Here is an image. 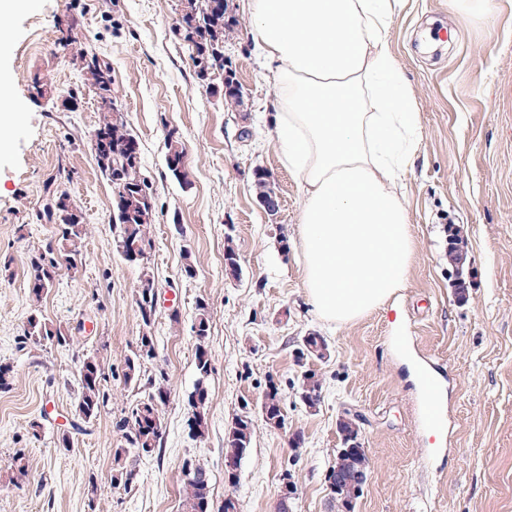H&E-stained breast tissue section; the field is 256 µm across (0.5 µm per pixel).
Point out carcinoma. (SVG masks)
<instances>
[{
  "label": "carcinoma",
  "instance_id": "1",
  "mask_svg": "<svg viewBox=\"0 0 512 512\" xmlns=\"http://www.w3.org/2000/svg\"><path fill=\"white\" fill-rule=\"evenodd\" d=\"M183 8L175 32L191 48L190 58L197 78L202 82H217L224 92V105L235 109L243 103L244 92L233 69L224 64V42L237 33L238 21L231 14L228 0H182ZM76 62L84 76L85 84L94 91L114 92L112 67L97 55L83 53ZM96 129L105 134L94 153L101 174L119 189L112 200V247L123 256L132 250L152 249L147 227L154 222L155 203L152 187L142 170L141 152L131 147L133 134L125 122L117 121L113 113L103 111ZM166 167L171 177L184 187L190 186L187 172L173 169L171 161L185 156L183 142L169 135ZM59 203L53 210H44L43 218L55 225L53 235L44 247L30 260L28 275L29 293L38 302L54 284L60 260L75 270L82 262V240L85 236L84 217L80 207L69 195L57 197ZM448 264L456 271L455 286L459 296H464L466 279L464 269L468 264L467 240L462 230L448 225ZM224 269L232 277L240 275L239 256L232 237H227L224 249ZM154 275L142 267L135 304L142 323L135 351L125 359L123 382L136 386L142 380L144 362L154 358L155 344L151 334L154 324L152 282ZM195 339V363L197 379L187 403L195 404L196 411L187 419L191 437L203 439L208 431L207 407L209 400L208 379L212 372V358L208 346L211 333L209 303L200 298L196 301L195 317L191 327ZM26 340L41 345L49 343L66 346L72 341L64 329L48 322L39 306H34L24 328ZM329 356L325 337L310 332L301 340L298 361H322ZM79 397L75 415L84 423L95 419L107 405L105 365L98 353H89L81 360L77 370ZM147 397L138 401L128 415L116 422L121 441L112 453L111 484L126 488L135 475L139 458L150 455L159 448L162 440L160 412L166 405L171 391L165 376L148 382ZM321 383L317 374L306 369L301 374L299 398L305 407L314 409L320 402ZM264 421L278 428L285 421V398L280 388L272 384L261 403ZM341 448L336 450V463L327 476L330 486V505L336 512H353L354 501L361 489L355 482V474L367 468V456L352 446L360 440L357 419L345 417L338 423ZM253 423L249 415H239L224 437V459H244L251 450ZM9 469L13 484H19L28 474L27 456L17 451L11 458ZM182 474V512H212L210 476L207 468L196 461L186 459L180 466Z\"/></svg>",
  "mask_w": 512,
  "mask_h": 512
}]
</instances>
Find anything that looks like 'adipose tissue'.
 Returning <instances> with one entry per match:
<instances>
[{
  "instance_id": "adipose-tissue-1",
  "label": "adipose tissue",
  "mask_w": 512,
  "mask_h": 512,
  "mask_svg": "<svg viewBox=\"0 0 512 512\" xmlns=\"http://www.w3.org/2000/svg\"><path fill=\"white\" fill-rule=\"evenodd\" d=\"M395 0H246L274 68L275 132L302 184L304 286L335 326L403 288L413 240L397 179L420 137L390 48Z\"/></svg>"
}]
</instances>
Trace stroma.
Wrapping results in <instances>:
<instances>
[{
	"mask_svg": "<svg viewBox=\"0 0 512 512\" xmlns=\"http://www.w3.org/2000/svg\"><path fill=\"white\" fill-rule=\"evenodd\" d=\"M239 30L224 57L244 90L238 111L199 81L187 43L173 34L180 0H33L5 18L11 50L0 68L13 82L0 114L13 120L0 154V363L13 370L0 393V512H182L180 464L204 463L212 512L234 495L241 512H278L285 480L292 512H329L327 474L340 446L337 424L357 418L369 476L354 512H512V0H398L391 50L414 99L420 139L401 174L414 251L408 277L384 306L332 327L303 285L298 218L302 186L274 138L271 72L253 48L244 0H230ZM77 20L76 41L58 43ZM95 52L112 66L117 104L140 143L155 196L146 266L112 248L111 183L99 172L88 134L100 119L95 94L72 58ZM46 83L76 92L74 109L40 99ZM186 146L189 187L166 175L167 138ZM279 197L276 215L259 205L256 169ZM67 191L85 216L82 262L61 270L41 302L29 294L31 258L54 231L41 220L47 186ZM462 228L469 283L458 297L446 228ZM233 243L241 274L224 270ZM192 264L194 277L182 273ZM153 272L159 300L154 359L144 377L166 375L162 452L141 457L133 483L111 485L115 423L146 391L124 385L122 369L142 325L135 290ZM211 309L208 432L188 437L185 397L197 371L195 302ZM69 330L67 347L26 342L33 305ZM179 313L172 323L171 313ZM316 332L330 355L313 363L317 408L298 397L296 351ZM98 352L112 375L105 410L69 447L83 354ZM444 366L448 429L435 437L417 421L419 365ZM285 395L284 428L263 421L269 384ZM254 424L236 485L224 478V435L237 415ZM40 431H32V422ZM300 447H291L293 434ZM25 449L29 475L11 485L9 462Z\"/></svg>",
	"mask_w": 512,
	"mask_h": 512,
	"instance_id": "stroma-1",
	"label": "stroma"
}]
</instances>
